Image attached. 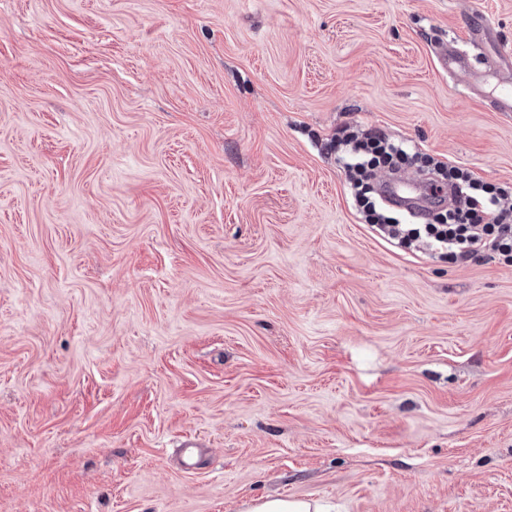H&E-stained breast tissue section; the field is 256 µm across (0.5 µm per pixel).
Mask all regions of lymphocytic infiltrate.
<instances>
[{"label":"lymphocytic infiltrate","instance_id":"obj_1","mask_svg":"<svg viewBox=\"0 0 512 512\" xmlns=\"http://www.w3.org/2000/svg\"><path fill=\"white\" fill-rule=\"evenodd\" d=\"M336 152L355 207L375 232L397 248L418 246L452 260H478L489 254L512 257V210L500 204L501 198L512 194L511 186L491 187L459 167H449L447 178L456 204L433 222L421 224L414 215L387 204L371 182L375 168L407 158L404 143L377 133L360 136L346 131L336 139Z\"/></svg>","mask_w":512,"mask_h":512}]
</instances>
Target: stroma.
I'll use <instances>...</instances> for the list:
<instances>
[{
    "label": "stroma",
    "instance_id": "1",
    "mask_svg": "<svg viewBox=\"0 0 512 512\" xmlns=\"http://www.w3.org/2000/svg\"><path fill=\"white\" fill-rule=\"evenodd\" d=\"M455 37L512 0H0V512H512V264L392 247L328 148L512 182ZM242 512H335L327 503L295 497L262 498L246 503Z\"/></svg>",
    "mask_w": 512,
    "mask_h": 512
}]
</instances>
